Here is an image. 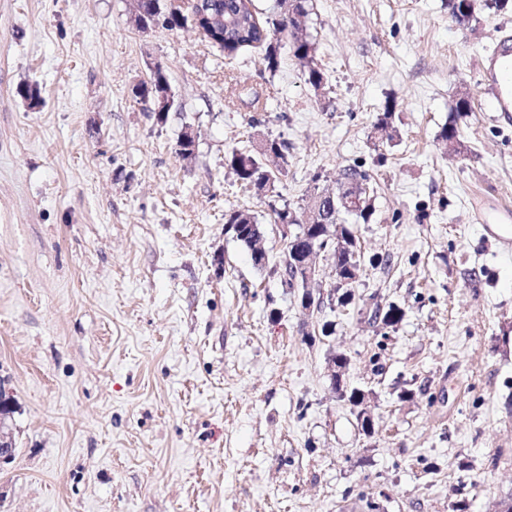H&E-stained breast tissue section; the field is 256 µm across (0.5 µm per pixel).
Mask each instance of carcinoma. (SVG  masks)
Segmentation results:
<instances>
[{
	"label": "carcinoma",
	"instance_id": "obj_1",
	"mask_svg": "<svg viewBox=\"0 0 512 512\" xmlns=\"http://www.w3.org/2000/svg\"><path fill=\"white\" fill-rule=\"evenodd\" d=\"M509 0H470L464 4L460 0H449L450 17L459 27L465 28L473 19L476 11L487 8L501 10L507 6ZM208 13L223 18L224 24L216 27L206 18L198 22V26L204 30V38L218 51L226 56H232L238 51L247 48H262L265 51V59L269 69L274 70L280 64V45L276 34L284 29H289V50L293 56L312 62L307 71L306 80L313 87L318 88L324 80L323 72L313 64L316 52L314 42L305 30L300 27L299 19L308 15V0H277V5L285 7L286 19L267 18L262 22L253 10L252 0H208ZM136 21L143 25H160L165 29L173 30L182 28V23L188 21L189 10L179 7L167 10L164 0H138L136 7ZM168 84V78L163 70L155 68L150 80L136 88L135 96L149 104V111L153 112L157 120L165 118L166 111H158L154 100L158 99L160 92L164 91ZM267 154L254 155L249 152H234L229 159V165L234 170L237 179L244 186L255 187V193L269 191L274 186L282 168L271 169L266 163ZM368 179V173L361 166L353 164L343 167L340 178L337 180V192L341 193L345 187L358 181ZM374 213L373 204L369 203L362 208L353 211H344V217L327 225H321L316 229L299 228L302 237L298 239L291 250L301 254L309 247L312 239L324 236H344L355 238L352 229L346 225V217L351 216L367 223ZM225 223L234 228L243 225L238 241L250 252L254 265H260L256 252L258 244L263 237L261 225L257 224L254 217L243 212H232L224 215ZM403 317L400 308L393 304L384 306L383 309H375L371 320L384 328L397 325Z\"/></svg>",
	"mask_w": 512,
	"mask_h": 512
}]
</instances>
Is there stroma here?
<instances>
[{
  "mask_svg": "<svg viewBox=\"0 0 512 512\" xmlns=\"http://www.w3.org/2000/svg\"><path fill=\"white\" fill-rule=\"evenodd\" d=\"M132 0H0V379L16 455L0 512H501L512 499V114L479 69L512 5L468 28L448 0H310L325 80L282 51L142 32ZM162 67L157 121L134 88ZM36 86L42 105L19 94ZM259 95L262 109L241 100ZM468 93L472 110L454 112ZM394 110L386 131L377 118ZM456 123L459 141L440 134ZM195 135L191 157L177 141ZM287 142L306 207L340 169L375 213L348 306L303 309L286 244L232 151ZM254 216L257 269L224 222ZM403 312L395 327L374 304ZM345 353L348 387L327 371Z\"/></svg>",
  "mask_w": 512,
  "mask_h": 512,
  "instance_id": "35a3bbf8",
  "label": "stroma"
}]
</instances>
